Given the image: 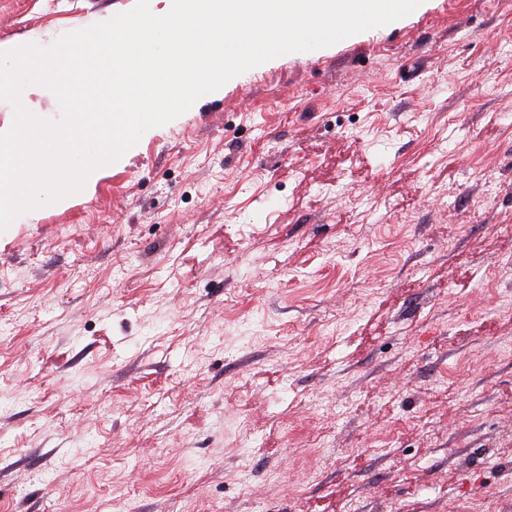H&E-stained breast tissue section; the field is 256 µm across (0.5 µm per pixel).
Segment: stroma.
<instances>
[{
	"mask_svg": "<svg viewBox=\"0 0 512 512\" xmlns=\"http://www.w3.org/2000/svg\"><path fill=\"white\" fill-rule=\"evenodd\" d=\"M511 13L269 60L0 232V512H512Z\"/></svg>",
	"mask_w": 512,
	"mask_h": 512,
	"instance_id": "obj_1",
	"label": "stroma"
}]
</instances>
